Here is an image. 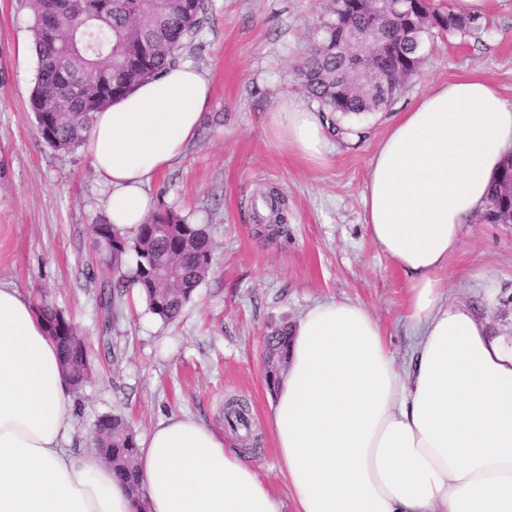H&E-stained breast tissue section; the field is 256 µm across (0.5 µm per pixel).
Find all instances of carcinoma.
I'll use <instances>...</instances> for the list:
<instances>
[{"instance_id":"1","label":"carcinoma","mask_w":512,"mask_h":512,"mask_svg":"<svg viewBox=\"0 0 512 512\" xmlns=\"http://www.w3.org/2000/svg\"><path fill=\"white\" fill-rule=\"evenodd\" d=\"M90 14L65 17L61 22L58 41L39 38L40 13L47 0H31L33 34L38 57V70L31 95L45 99L60 79L54 67L56 57L69 55L73 70L86 77L89 84L104 83L103 75L112 74V98L120 97L140 82L154 77L178 62L180 53L194 44L208 23L209 0H90ZM428 11L419 15L415 27L417 36L406 37V24L392 4L384 11L372 9L371 0H335L333 19L324 26V41L313 46L296 68L299 84L319 109L330 114L377 112L387 101L361 94L336 101L333 80L344 62L324 49V42L336 39L343 28L368 31L377 25L390 34L397 51H385L381 60L391 72L396 94L419 68L422 36L431 30L430 20L448 17V32L465 33L477 18L443 12L433 0H425ZM108 101L89 99L73 106L63 114L51 115L54 140L49 146L70 151L79 146L90 128L93 114ZM512 177V161L505 160L493 179L484 211L480 218L487 222L489 214L500 208L504 183ZM263 205L277 224L276 235L286 232L284 224L285 199L268 191L260 194ZM95 244L106 251L107 267L121 270L123 258L133 256L134 265L115 285V291L101 296V306L110 310L122 297V289L135 286L145 299L147 310L164 323L172 322L182 313L210 268L212 241L207 228L191 224L165 211L157 213L140 225L132 239L125 238L113 225L104 221L90 225ZM66 342L56 341L60 362L68 368L67 360L76 350L90 359L78 326L68 321ZM225 421L233 428L248 425L246 408L240 403L227 405ZM94 448L112 449L114 477L126 484L132 493L140 494L134 467L137 445L126 420L116 414L99 417L94 425Z\"/></svg>"}]
</instances>
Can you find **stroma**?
I'll return each instance as SVG.
<instances>
[{"mask_svg": "<svg viewBox=\"0 0 512 512\" xmlns=\"http://www.w3.org/2000/svg\"><path fill=\"white\" fill-rule=\"evenodd\" d=\"M210 22L184 51L211 81L213 97L182 160L158 176L156 208L208 225L205 280L180 318L165 324L135 289L114 313L100 305L115 273L101 270L90 226L105 217L103 193L82 151L50 147L28 106L38 61L28 0H0V283L48 302L80 325L95 364L78 397L67 447L90 449L106 414L136 437L158 418L188 413L224 427V403L244 401L262 434L249 447L260 478L286 488L270 432L265 338L295 324L314 303L348 300L382 323L397 365L413 348L405 319L406 277L365 224L363 193L374 149L389 123L438 82L478 72L512 98V0L467 33L432 30L422 63L382 111L344 118L353 140H335L327 166L292 160L267 137L282 95L301 94L294 68L323 37L333 0H210ZM263 185L288 199V234L259 239L253 195ZM449 294L496 334L512 331V224L464 225L444 272Z\"/></svg>", "mask_w": 512, "mask_h": 512, "instance_id": "obj_1", "label": "stroma"}]
</instances>
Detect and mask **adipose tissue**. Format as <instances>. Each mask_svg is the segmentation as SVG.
Returning <instances> with one entry per match:
<instances>
[{"instance_id": "1", "label": "adipose tissue", "mask_w": 512, "mask_h": 512, "mask_svg": "<svg viewBox=\"0 0 512 512\" xmlns=\"http://www.w3.org/2000/svg\"><path fill=\"white\" fill-rule=\"evenodd\" d=\"M212 85L178 62L96 112L83 143L106 217L135 236L150 185L195 139ZM325 113L283 97L269 134L285 155L330 163ZM512 155V99L473 72L389 125L363 193L365 222L407 278L415 350L398 369L379 320L320 302L293 326L266 416L293 512H512V344L448 297L463 224ZM73 399L29 298L0 284V512H138L101 455L64 448ZM147 512H282L253 464L189 415L137 442Z\"/></svg>"}]
</instances>
